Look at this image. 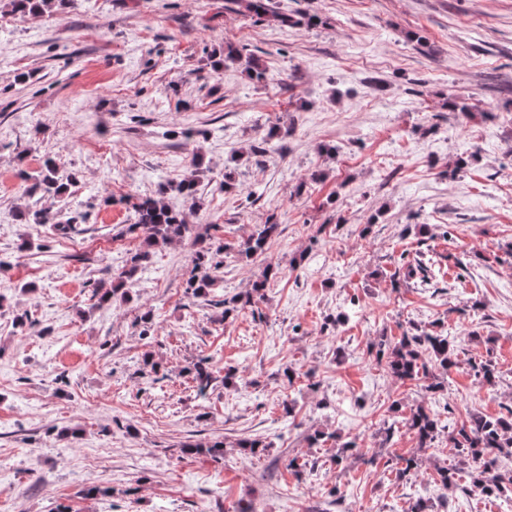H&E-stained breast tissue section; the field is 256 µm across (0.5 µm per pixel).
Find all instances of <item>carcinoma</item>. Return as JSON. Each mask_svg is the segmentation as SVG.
I'll return each mask as SVG.
<instances>
[{"label": "carcinoma", "mask_w": 512, "mask_h": 512, "mask_svg": "<svg viewBox=\"0 0 512 512\" xmlns=\"http://www.w3.org/2000/svg\"><path fill=\"white\" fill-rule=\"evenodd\" d=\"M5 7L19 14H45L55 12V8L73 6L76 0H4ZM225 60L230 62L245 61V71L249 77L262 80L265 78V68L261 67L259 60L250 52L248 45L228 47ZM274 133H268L258 143L250 147V151L257 156H265L281 149V146L272 142ZM64 184L57 178V167L54 162L47 160L41 167L40 179L35 181L30 193L41 192L45 195H58L63 191ZM166 189L152 197H146L133 205L134 224L132 228L141 232L143 249L134 253L127 266L118 273L113 274L112 281L99 282L95 286V295L99 303H108L116 295L127 297L123 292L125 283L132 279L141 262L148 259L150 249L169 245L184 237L188 231L183 213L171 207L165 198ZM278 225L256 224L248 238L232 246L226 242L218 247L210 243H202L191 260V270L186 280V294L193 298H205L210 295L212 288L224 279V262L231 251L247 257L264 255L268 242L276 235ZM403 277L407 280L419 278L420 283L428 285L431 282L429 272L431 267L423 259H415L403 264ZM279 264L268 261L259 278H257L250 291L230 301L210 300L213 306H224L223 314L227 315L237 308H253L265 297V289L270 277L276 275ZM377 360L385 363L389 372L400 380H414L423 377L426 380L425 390L437 391L442 389V382L431 372L428 363L446 372L455 365V348L448 337L435 331L420 330L411 336L404 335L399 342L386 350L376 353ZM401 423L416 439L418 448L430 447L435 439L444 431V426L436 416L426 408L419 406L403 417ZM448 442L456 448L459 454L475 462L486 453H493L491 461L494 472L475 467L470 474L472 486L489 494L499 492L503 484L512 485V473L504 476L498 472L499 461L502 458L512 457V409L508 414L497 418H487L478 413L470 415L469 419L460 426L448 432ZM421 460L416 455L398 456L395 458L397 473L406 477L416 471Z\"/></svg>", "instance_id": "1"}]
</instances>
